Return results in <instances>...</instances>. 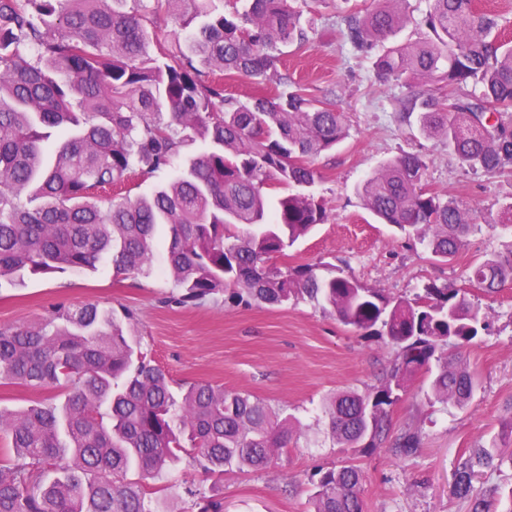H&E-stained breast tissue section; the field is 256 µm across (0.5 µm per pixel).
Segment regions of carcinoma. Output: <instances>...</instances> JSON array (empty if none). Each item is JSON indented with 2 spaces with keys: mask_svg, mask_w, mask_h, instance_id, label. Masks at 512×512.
Instances as JSON below:
<instances>
[{
  "mask_svg": "<svg viewBox=\"0 0 512 512\" xmlns=\"http://www.w3.org/2000/svg\"><path fill=\"white\" fill-rule=\"evenodd\" d=\"M221 2L0 0V288L26 274L91 271L104 258L117 274H147L163 228L171 303L308 300L361 335L388 340L394 360L380 383L364 393L341 390L324 409L338 446L384 445L409 457L420 431H393L389 409L433 360L434 399L469 404L477 378L445 351L485 330L480 309L455 288L428 284L412 298L394 297L314 265L271 264L325 223L323 201L303 188L316 180L311 161L345 139L346 124L332 104L288 91V75L270 76L280 47L308 40L291 0H233L227 11ZM407 2L346 13L345 41L359 53L383 47L380 77L419 87L400 112L416 116L422 135L440 138L476 171L512 170V46L499 41L497 17L475 0H434L426 32L393 43L411 21ZM161 11L187 31L185 41L158 39ZM226 73L259 84L273 78L283 90L241 102L224 96ZM439 84L448 97L434 94ZM197 140L205 149L151 195L100 204L99 191L135 170L173 169ZM425 169L420 156L403 153L358 195L377 218L448 262L473 225L422 187ZM468 278L497 291L512 280V249L471 264ZM0 380L64 389L60 403L0 412V432L14 449L0 461V512H157L147 481L185 456L214 478L193 507L224 512L216 493L224 473L266 468L288 455L301 429L246 392L191 383L175 395L143 351L133 312L92 303H54L42 323L0 327ZM505 443L512 421L459 462L458 497L472 496L475 469L503 463ZM315 476L311 512H363L359 466Z\"/></svg>",
  "mask_w": 512,
  "mask_h": 512,
  "instance_id": "carcinoma-1",
  "label": "carcinoma"
}]
</instances>
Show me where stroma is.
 <instances>
[{
  "mask_svg": "<svg viewBox=\"0 0 512 512\" xmlns=\"http://www.w3.org/2000/svg\"><path fill=\"white\" fill-rule=\"evenodd\" d=\"M377 5V0H306L301 10L309 40L284 48L276 63L278 72L291 78L292 89L334 102L347 120L348 135L313 162L318 171L313 191L325 204L326 222L274 263H322L327 273L353 276L392 296H415L430 283L458 288L481 309L487 331L463 351H448L462 356L480 380L469 405L430 399L429 382L421 376L389 410L394 428L418 426L421 445L415 454L405 458L385 447L334 445L322 419L325 398L378 385L393 351L309 301L280 307H232L220 300L165 306L172 282L161 271V249L155 253L156 270L147 277L115 275L104 260L93 271L29 276L22 286L0 290V326L42 321L56 302L128 308L144 351L175 382L221 384L300 418L304 428L288 456L261 473L225 474L224 512H309L312 474L347 461L364 473V512H470L469 502L453 493L455 469L512 419V282L487 293L467 279L469 263L512 246V233L496 225L512 203V175L473 170L443 141L423 137L401 119L399 102L409 95L408 86L380 80L377 51L357 53L340 34L341 15ZM403 153L419 155L426 163L425 187L454 202L474 223L452 261H437L423 246L392 232L356 193L371 172ZM159 485L167 512H189L190 490L210 488L211 481L187 457Z\"/></svg>",
  "mask_w": 512,
  "mask_h": 512,
  "instance_id": "obj_1",
  "label": "stroma"
}]
</instances>
